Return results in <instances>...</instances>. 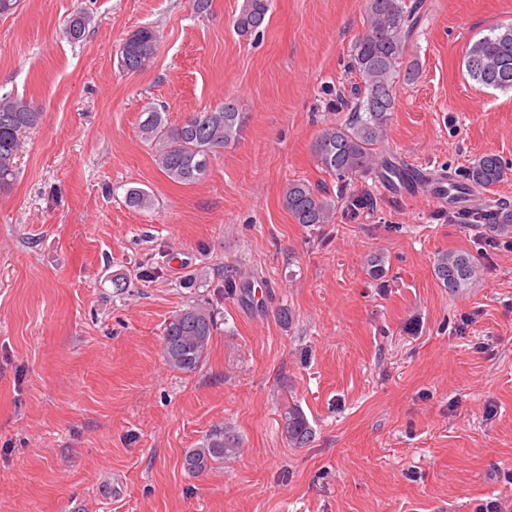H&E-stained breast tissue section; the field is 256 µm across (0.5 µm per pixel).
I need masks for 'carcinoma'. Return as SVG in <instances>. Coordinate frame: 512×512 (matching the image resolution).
Instances as JSON below:
<instances>
[{"label":"carcinoma","instance_id":"1","mask_svg":"<svg viewBox=\"0 0 512 512\" xmlns=\"http://www.w3.org/2000/svg\"><path fill=\"white\" fill-rule=\"evenodd\" d=\"M271 0H245L232 25L241 38L257 37L267 27ZM421 21L419 4L407 0H365L364 22L350 54V73L359 82L352 93L354 105L343 122L326 125L316 144L321 168L341 181L339 193L347 183L380 170L388 178L404 183L413 179L407 169L383 164V144L387 138L391 113L395 110L396 78L415 77V65L404 66L411 32ZM91 17L81 11L72 14L65 24V34L72 42L84 40ZM157 34L150 27L133 32L119 49L118 65L124 71L137 72L152 62L156 53ZM463 64L469 78L494 89L512 90V24L492 29L466 50ZM139 124L140 138L152 149L157 167L170 180L184 185L202 181L209 173L211 158L235 141L240 133L241 116L226 102L216 108L194 112L180 125L168 124L162 110L150 105ZM42 113L26 98L11 91L0 92V189L10 188L18 174L16 159L23 145V134L36 127ZM512 170L496 154L474 159L464 170L462 179L453 175L437 183V191L458 195L465 190L493 186ZM127 204L135 209L153 205L152 195L143 188H131ZM283 205L297 223L306 227L332 224L336 218V200L326 191L301 181L287 184ZM489 225L496 239H512V209L496 208L468 212ZM436 279L454 293L477 280L481 265L466 251L437 254L433 266ZM215 311L203 302H193L176 311L166 323L162 337V355L166 365L182 372L198 369L206 360L214 331ZM282 429L288 443L301 448L311 442L312 429L302 411L290 407L282 416ZM239 438L224 427H216L195 448L184 453L183 467L199 474L224 462L239 448Z\"/></svg>","mask_w":512,"mask_h":512}]
</instances>
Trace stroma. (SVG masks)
I'll return each instance as SVG.
<instances>
[{"mask_svg": "<svg viewBox=\"0 0 512 512\" xmlns=\"http://www.w3.org/2000/svg\"><path fill=\"white\" fill-rule=\"evenodd\" d=\"M244 0H21L0 16V91L33 102L19 176L0 192V512H480L512 502V248L457 224L447 196L377 175L354 183L372 211L338 202L305 227L291 180L336 195L316 156L345 120L337 95L364 0H273L263 35L239 37ZM396 82L385 153L408 168L512 162V92L463 67L468 45L512 23V0H422ZM93 22L81 43L63 23ZM150 68L117 65L141 27ZM231 101L244 121L199 183L170 181L138 135L148 103L169 124ZM153 197L129 207V188ZM483 273L448 293L437 253ZM382 255L381 280L367 271ZM232 273L237 288L224 290ZM125 276V288L113 281ZM213 305L196 371L172 370L175 311ZM290 322H283L282 310ZM299 407L312 430L286 441ZM240 438L188 474L186 449L217 427ZM92 22L91 17L85 12L78 11L72 14L65 24V34L71 42L84 40L88 27ZM282 429L289 444L301 448L311 442L312 429L298 407H289L282 416Z\"/></svg>", "mask_w": 512, "mask_h": 512, "instance_id": "stroma-1", "label": "stroma"}]
</instances>
